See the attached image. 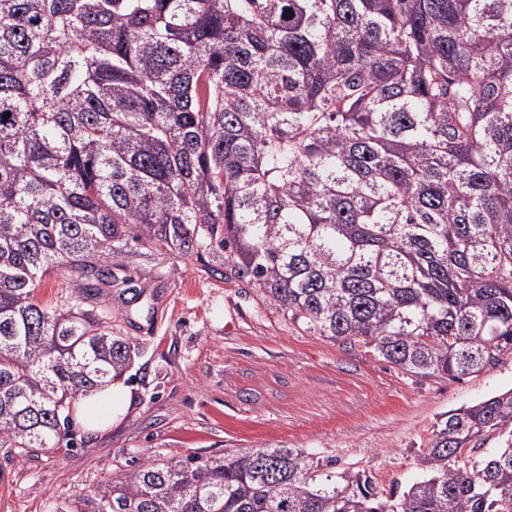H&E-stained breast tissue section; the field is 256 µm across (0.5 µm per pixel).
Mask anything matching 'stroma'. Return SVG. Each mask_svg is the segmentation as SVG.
Masks as SVG:
<instances>
[{"label":"stroma","mask_w":512,"mask_h":512,"mask_svg":"<svg viewBox=\"0 0 512 512\" xmlns=\"http://www.w3.org/2000/svg\"><path fill=\"white\" fill-rule=\"evenodd\" d=\"M213 268L206 254L145 257L133 290L99 296L135 349L130 404L103 433L73 420L58 447L0 448V512H75L135 463L228 448H301L404 491L449 410L512 389V354L460 380L414 376L302 330L259 286Z\"/></svg>","instance_id":"stroma-1"}]
</instances>
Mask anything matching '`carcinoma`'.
<instances>
[{"mask_svg":"<svg viewBox=\"0 0 512 512\" xmlns=\"http://www.w3.org/2000/svg\"><path fill=\"white\" fill-rule=\"evenodd\" d=\"M145 249L416 376L512 353V0H0L1 448L57 447L132 361L43 277L90 299ZM416 467L384 495L299 448L155 458L91 512H512V389ZM83 294L77 283L65 278L57 270L47 275L37 290L38 300L48 306L81 302Z\"/></svg>","mask_w":512,"mask_h":512,"instance_id":"carcinoma-1","label":"carcinoma"}]
</instances>
